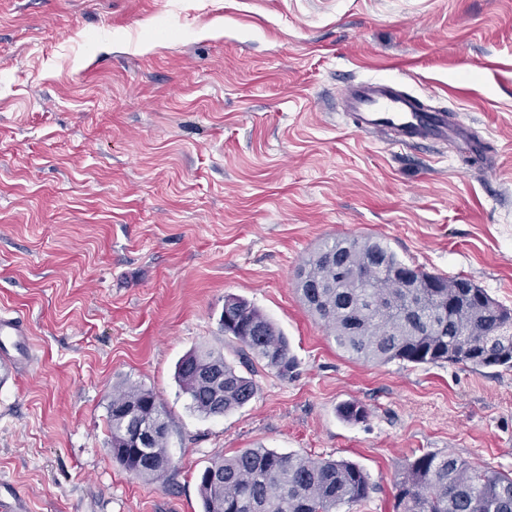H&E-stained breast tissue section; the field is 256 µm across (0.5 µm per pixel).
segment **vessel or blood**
Wrapping results in <instances>:
<instances>
[{"label": "vessel or blood", "mask_w": 512, "mask_h": 512, "mask_svg": "<svg viewBox=\"0 0 512 512\" xmlns=\"http://www.w3.org/2000/svg\"><path fill=\"white\" fill-rule=\"evenodd\" d=\"M344 110L359 132L388 143L412 146L423 142H461L472 161L483 158V140L459 112L428 108L395 82L383 78L354 83L342 93ZM28 330L14 317L0 316V345L28 346Z\"/></svg>", "instance_id": "b4317fda"}]
</instances>
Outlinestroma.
Instances as JSON below:
<instances>
[{
    "mask_svg": "<svg viewBox=\"0 0 512 512\" xmlns=\"http://www.w3.org/2000/svg\"><path fill=\"white\" fill-rule=\"evenodd\" d=\"M367 77L463 113L488 165L356 132L338 94ZM344 236L512 308V0H0V314L32 345L0 360V479L29 512H202L205 467L262 447L355 462L374 489L339 512H395L427 451L511 474L512 370L365 363L306 311L300 265ZM230 295L294 369L203 417L175 364L238 363ZM128 384L170 416L154 480L109 452Z\"/></svg>",
    "mask_w": 512,
    "mask_h": 512,
    "instance_id": "1",
    "label": "stroma"
}]
</instances>
